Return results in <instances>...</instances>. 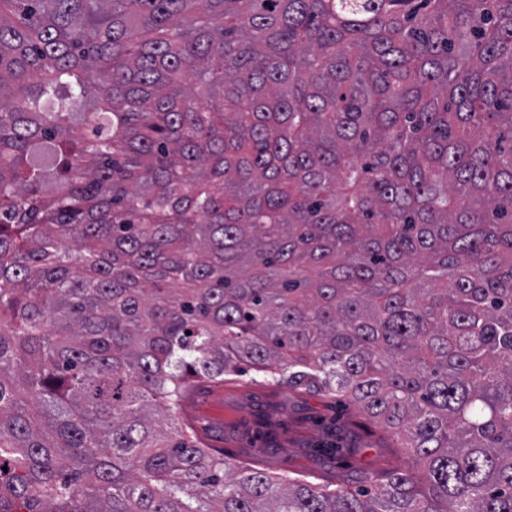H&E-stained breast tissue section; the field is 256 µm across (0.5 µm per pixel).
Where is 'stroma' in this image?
<instances>
[{
    "mask_svg": "<svg viewBox=\"0 0 512 512\" xmlns=\"http://www.w3.org/2000/svg\"><path fill=\"white\" fill-rule=\"evenodd\" d=\"M188 397L198 433L234 464L353 489L404 465L387 434L361 425L352 407L327 393L278 385L250 370Z\"/></svg>",
    "mask_w": 512,
    "mask_h": 512,
    "instance_id": "35a3bbf8",
    "label": "stroma"
}]
</instances>
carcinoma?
I'll use <instances>...</instances> for the list:
<instances>
[{"label": "carcinoma", "instance_id": "1", "mask_svg": "<svg viewBox=\"0 0 512 512\" xmlns=\"http://www.w3.org/2000/svg\"><path fill=\"white\" fill-rule=\"evenodd\" d=\"M244 366L415 466L225 462ZM0 512H512V0H0Z\"/></svg>", "mask_w": 512, "mask_h": 512}]
</instances>
